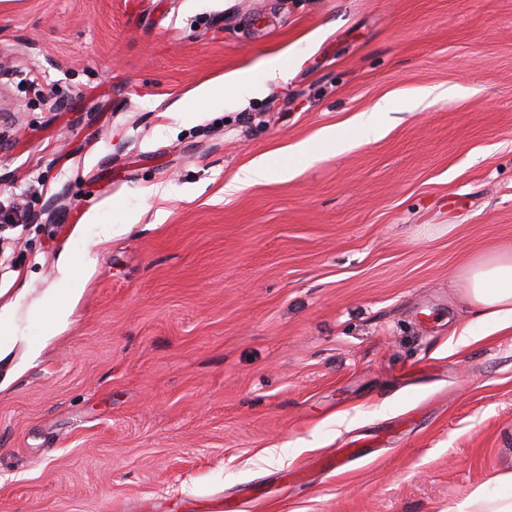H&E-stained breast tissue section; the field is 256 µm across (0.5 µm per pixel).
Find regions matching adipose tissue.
Returning <instances> with one entry per match:
<instances>
[{
	"instance_id": "1",
	"label": "adipose tissue",
	"mask_w": 512,
	"mask_h": 512,
	"mask_svg": "<svg viewBox=\"0 0 512 512\" xmlns=\"http://www.w3.org/2000/svg\"><path fill=\"white\" fill-rule=\"evenodd\" d=\"M466 295L476 310L475 326L463 328L449 351L470 345L478 335L512 327V250L497 251L470 263ZM448 512H512V471L497 474L491 486L474 488Z\"/></svg>"
}]
</instances>
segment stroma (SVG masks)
I'll return each mask as SVG.
<instances>
[{
  "instance_id": "stroma-1",
  "label": "stroma",
  "mask_w": 512,
  "mask_h": 512,
  "mask_svg": "<svg viewBox=\"0 0 512 512\" xmlns=\"http://www.w3.org/2000/svg\"><path fill=\"white\" fill-rule=\"evenodd\" d=\"M16 204L0 512H447L512 471V328L448 350L465 266L512 248V0H0ZM273 176V172L264 158L253 161L243 168L232 184L224 188L225 193H232L246 186L261 183ZM52 312L53 317L46 329L45 340L55 337L57 330L67 325L76 308L78 298L72 288H67L66 282L61 288H52Z\"/></svg>"
}]
</instances>
